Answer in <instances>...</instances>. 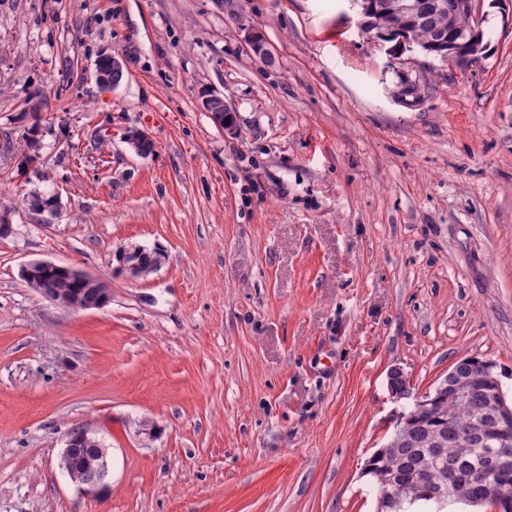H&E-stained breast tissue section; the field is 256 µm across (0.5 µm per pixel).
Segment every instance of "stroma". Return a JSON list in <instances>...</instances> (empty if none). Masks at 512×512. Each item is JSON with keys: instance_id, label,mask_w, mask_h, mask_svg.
Instances as JSON below:
<instances>
[{"instance_id": "35a3bbf8", "label": "stroma", "mask_w": 512, "mask_h": 512, "mask_svg": "<svg viewBox=\"0 0 512 512\" xmlns=\"http://www.w3.org/2000/svg\"><path fill=\"white\" fill-rule=\"evenodd\" d=\"M487 13L462 70L390 58L353 0H0V512H377L364 467L412 405L391 367L417 396L486 358L512 403V31ZM128 243L162 266L126 279ZM36 260L109 302L53 305ZM75 427L108 450L94 495L60 469ZM124 60L119 54L104 53L95 61L94 77L101 88H114L119 83L111 80V75L121 72ZM215 100L223 101V98L216 92L210 90L204 91L202 95H200L201 107L205 112L209 113L215 126L225 132L234 133L236 125L232 107L224 102V111H215L212 109V102ZM226 118H229V122H226ZM50 266H55L62 269L67 275L75 280L81 281L84 284L88 283L95 286V290L98 294V302H96L97 294L94 288H85L83 285L71 281L66 275L62 273L61 270ZM35 267L40 268H36L35 273H33L32 276L35 278V280H38L41 285V288L36 289L43 298L60 308L71 311H87L92 309H99L103 307L110 299L111 291L107 284L101 281L99 278L79 268L59 265L52 261L40 260L25 265L22 268V274L31 278L32 270ZM43 288L49 292L70 291L76 289L79 294H82L85 302L96 303L86 304L80 300L79 295L58 292L49 293L46 292Z\"/></svg>"}]
</instances>
